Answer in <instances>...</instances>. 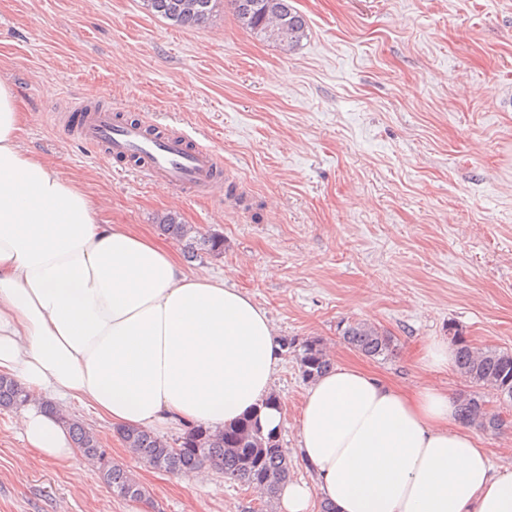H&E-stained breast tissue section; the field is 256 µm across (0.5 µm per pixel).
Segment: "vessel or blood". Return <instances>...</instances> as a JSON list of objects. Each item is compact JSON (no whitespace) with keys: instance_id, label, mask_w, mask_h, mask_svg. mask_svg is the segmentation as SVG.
<instances>
[{"instance_id":"obj_1","label":"vessel or blood","mask_w":512,"mask_h":512,"mask_svg":"<svg viewBox=\"0 0 512 512\" xmlns=\"http://www.w3.org/2000/svg\"><path fill=\"white\" fill-rule=\"evenodd\" d=\"M69 133L108 157L126 159L157 186H174L197 197L224 195V169L216 154L187 131L122 122L101 108L79 117Z\"/></svg>"}]
</instances>
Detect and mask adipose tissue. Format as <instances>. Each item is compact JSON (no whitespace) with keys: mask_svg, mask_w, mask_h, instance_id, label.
Segmentation results:
<instances>
[{"mask_svg":"<svg viewBox=\"0 0 512 512\" xmlns=\"http://www.w3.org/2000/svg\"><path fill=\"white\" fill-rule=\"evenodd\" d=\"M25 120L0 79V376L34 396L16 415L18 460L75 457L49 400L125 428L218 430L254 411L278 428L281 409L262 405L281 363L266 312L100 223L75 179L24 148ZM299 444L315 482L284 483L278 512H512V470H494L455 397L426 382L406 391L334 365L306 388Z\"/></svg>","mask_w":512,"mask_h":512,"instance_id":"1","label":"adipose tissue"}]
</instances>
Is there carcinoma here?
<instances>
[{"mask_svg":"<svg viewBox=\"0 0 512 512\" xmlns=\"http://www.w3.org/2000/svg\"><path fill=\"white\" fill-rule=\"evenodd\" d=\"M147 9L177 26L194 28L206 24L221 0H144ZM243 28L264 40L289 49L307 36V21L292 0H228ZM161 233L185 243L188 252L209 255L224 253V237L205 234L193 224H183L172 214L159 218ZM343 342L359 354L387 360L394 356V338L369 320H355L340 329ZM456 371L471 383V390L458 395L459 419L486 433L501 432L504 419L487 408V396L512 399V352L496 347H477L462 332L448 327ZM303 379L312 380L334 365L318 338L289 343ZM29 401V393L16 381L0 376V409H17ZM75 447L98 470L101 478L120 497L143 501L149 492L122 466L113 463L97 434L82 422L64 414ZM118 438L144 464L166 473L189 475L210 465L224 477L254 488L273 499L279 485L289 476L290 462L275 430L264 431L258 413L219 431L193 427L176 442L169 443L147 430H116Z\"/></svg>","mask_w":512,"mask_h":512,"instance_id":"1","label":"carcinoma"}]
</instances>
